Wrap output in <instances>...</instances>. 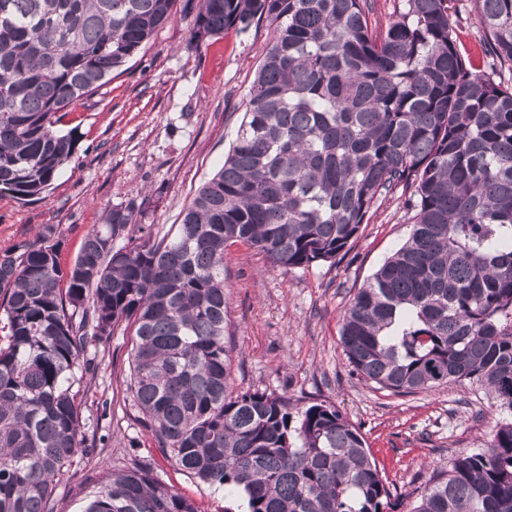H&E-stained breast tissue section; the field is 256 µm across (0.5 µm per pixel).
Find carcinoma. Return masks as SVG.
<instances>
[{
    "instance_id": "carcinoma-1",
    "label": "carcinoma",
    "mask_w": 512,
    "mask_h": 512,
    "mask_svg": "<svg viewBox=\"0 0 512 512\" xmlns=\"http://www.w3.org/2000/svg\"><path fill=\"white\" fill-rule=\"evenodd\" d=\"M486 70L459 53L448 0H0V193L45 197L78 138L59 125L145 51L177 8L192 41L271 26L221 168L153 234L112 207L68 266L47 230L0 254V512H52L85 447L90 346L133 333L126 391L159 451L244 512H398L400 496L333 404L242 391L226 345L224 251L288 271L336 262L401 188L407 240L358 289L340 342L397 394L467 382L501 414L408 512H512V0H475ZM84 512H197L137 464ZM401 0H373V12L370 15L372 27L377 31L385 29Z\"/></svg>"
}]
</instances>
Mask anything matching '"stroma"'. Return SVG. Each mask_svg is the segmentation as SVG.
Wrapping results in <instances>:
<instances>
[{"instance_id": "obj_1", "label": "stroma", "mask_w": 512, "mask_h": 512, "mask_svg": "<svg viewBox=\"0 0 512 512\" xmlns=\"http://www.w3.org/2000/svg\"><path fill=\"white\" fill-rule=\"evenodd\" d=\"M456 45L481 61L484 33L473 0H450ZM194 15L176 13L145 52L69 115L79 138L74 158L47 197L23 202L0 193V252L53 230L70 264L85 236L113 206L146 201V223L167 233L197 188L223 164L265 56L271 27L228 30L190 43ZM404 192L377 202L358 239L336 264L282 271L243 245L224 252L230 295L225 340L235 350V385L327 401L360 428L397 492H417L452 455L480 445L498 417L469 384L397 395L353 374L340 344L353 295L407 239L413 213ZM129 337L88 348L93 364L77 401L86 432L103 436L60 476L54 512H83L112 473L150 464L155 477L190 498L198 512H238V497L179 471L156 448L126 394Z\"/></svg>"}]
</instances>
